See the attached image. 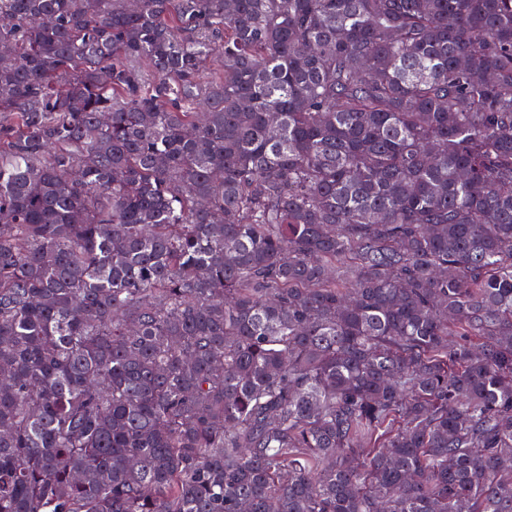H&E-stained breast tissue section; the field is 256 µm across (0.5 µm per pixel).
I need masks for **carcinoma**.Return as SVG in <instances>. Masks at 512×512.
<instances>
[{"label": "carcinoma", "instance_id": "1", "mask_svg": "<svg viewBox=\"0 0 512 512\" xmlns=\"http://www.w3.org/2000/svg\"><path fill=\"white\" fill-rule=\"evenodd\" d=\"M0 512H512V0H0Z\"/></svg>", "mask_w": 512, "mask_h": 512}]
</instances>
